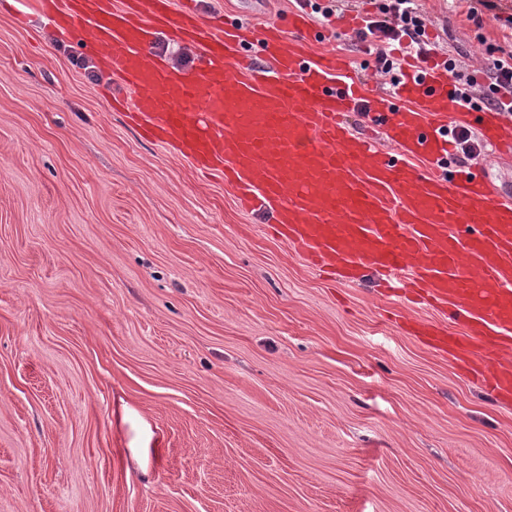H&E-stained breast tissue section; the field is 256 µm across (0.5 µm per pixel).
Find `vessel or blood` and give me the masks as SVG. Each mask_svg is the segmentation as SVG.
<instances>
[{"mask_svg":"<svg viewBox=\"0 0 512 512\" xmlns=\"http://www.w3.org/2000/svg\"><path fill=\"white\" fill-rule=\"evenodd\" d=\"M49 26L119 78V100L161 145L263 213L301 258L354 280L380 272L390 289L417 285L463 326L408 325L435 352L512 403V196L452 163L454 86L435 59L406 58L391 90L366 95L342 55L310 54L303 12L289 30L215 27L172 0H36ZM198 48L195 64L155 59L154 36ZM367 110L393 145L354 134ZM483 141L512 148V103L477 113ZM424 158L432 173L415 166Z\"/></svg>","mask_w":512,"mask_h":512,"instance_id":"1","label":"vessel or blood"}]
</instances>
